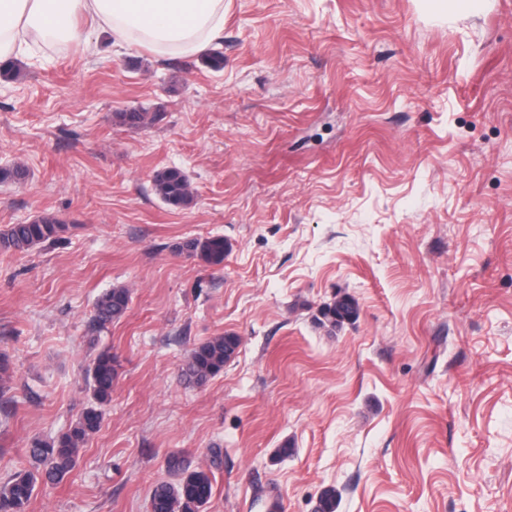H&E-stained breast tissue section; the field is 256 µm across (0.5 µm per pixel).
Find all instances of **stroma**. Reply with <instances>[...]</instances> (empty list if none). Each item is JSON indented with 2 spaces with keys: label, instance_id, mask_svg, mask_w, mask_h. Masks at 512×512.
I'll use <instances>...</instances> for the list:
<instances>
[{
  "label": "stroma",
  "instance_id": "stroma-1",
  "mask_svg": "<svg viewBox=\"0 0 512 512\" xmlns=\"http://www.w3.org/2000/svg\"><path fill=\"white\" fill-rule=\"evenodd\" d=\"M84 41L0 78V229L51 214L59 240L0 253V480L88 404L99 432L28 512H150L222 449L206 512H512V0H224V67ZM146 112V126L115 115ZM176 167L185 208L152 190ZM221 236L223 265L176 254ZM126 314L94 322L103 292ZM348 295L356 319L320 308ZM239 337L201 385L193 347ZM288 457H278L282 446ZM130 303V295L125 288H112L101 294L95 303L94 319L104 328L114 321L120 320L126 313Z\"/></svg>",
  "mask_w": 512,
  "mask_h": 512
}]
</instances>
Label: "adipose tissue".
Instances as JSON below:
<instances>
[{
    "instance_id": "ef3b65f1",
    "label": "adipose tissue",
    "mask_w": 512,
    "mask_h": 512,
    "mask_svg": "<svg viewBox=\"0 0 512 512\" xmlns=\"http://www.w3.org/2000/svg\"><path fill=\"white\" fill-rule=\"evenodd\" d=\"M83 16L113 44L161 56L204 52L224 33V0H0V60L47 43L52 31L80 40Z\"/></svg>"
}]
</instances>
